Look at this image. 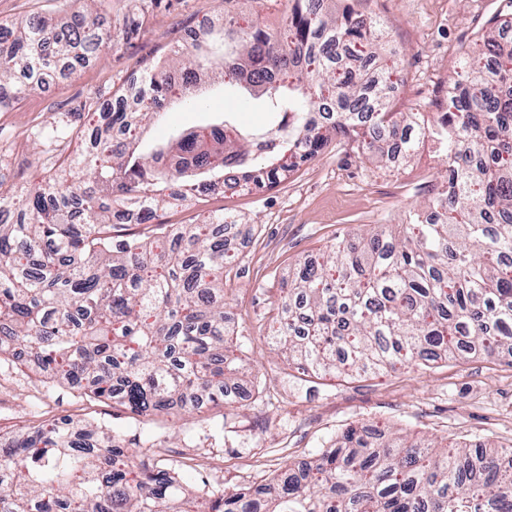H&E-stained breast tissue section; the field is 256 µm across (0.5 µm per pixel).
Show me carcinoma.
I'll return each instance as SVG.
<instances>
[{"label": "carcinoma", "instance_id": "carcinoma-1", "mask_svg": "<svg viewBox=\"0 0 512 512\" xmlns=\"http://www.w3.org/2000/svg\"><path fill=\"white\" fill-rule=\"evenodd\" d=\"M313 2L286 0L279 33L228 19L177 64L144 70L68 161L90 180L52 177L20 201L0 190V206L15 214L0 224V361L25 356L49 379L138 416L224 402L242 361L224 303L237 266L224 230L235 218L181 224L156 246L117 239L113 226L128 209L150 218L165 201L160 184L188 170L220 181L240 167L233 183L261 188L336 136L380 162L385 151L365 138L373 129L406 151L416 129L436 137L448 160L439 186L403 234L341 240L322 260L299 263L270 338L324 375L512 352V40L496 26L482 34V55L467 56L452 79L446 122L425 129L417 113L394 109L397 70L385 69L378 85L365 73L380 49L373 22L349 5L318 13ZM95 21L0 24V108L96 50ZM485 56L497 71H486ZM180 74L260 100L268 125L250 132L224 121L175 134V169L159 167L163 153L142 151V134ZM250 146L268 166L249 167ZM0 512H512V448L384 432L376 443L351 427L315 463L247 495L188 499L169 470L111 430L61 418L0 443Z\"/></svg>", "mask_w": 512, "mask_h": 512}]
</instances>
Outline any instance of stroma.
<instances>
[{
    "instance_id": "stroma-1",
    "label": "stroma",
    "mask_w": 512,
    "mask_h": 512,
    "mask_svg": "<svg viewBox=\"0 0 512 512\" xmlns=\"http://www.w3.org/2000/svg\"><path fill=\"white\" fill-rule=\"evenodd\" d=\"M396 48L401 72L399 111H438L451 76L480 34L512 25V0H354ZM93 9L109 36L100 52L72 76L54 80L52 93L33 91L0 108V186L15 196L56 171L58 145L74 150L91 132L99 110L146 67L182 52L181 30L224 12V0H0V21L34 14L61 19ZM206 103L172 101L143 138L165 148L171 133L190 132L223 116L259 127L258 101L241 100L222 85L207 86ZM446 168L418 155L394 165L371 163L337 138L316 158L284 173L269 187L221 188L163 205L144 224H119L115 235L155 238L164 224H192L213 213L236 216L245 232L230 242L239 255L226 303L234 338L245 354L240 384L245 400L193 414L136 416L108 399H91L67 384L49 383L31 367L0 363V438L68 417L103 425L125 447L178 474L190 494L267 483L288 466L311 462L353 426L389 427L441 445L464 442L512 446V356L439 361L398 372L318 376L288 360L268 336L283 278L297 263L321 259L327 247L378 225L406 223L424 210L430 185Z\"/></svg>"
}]
</instances>
